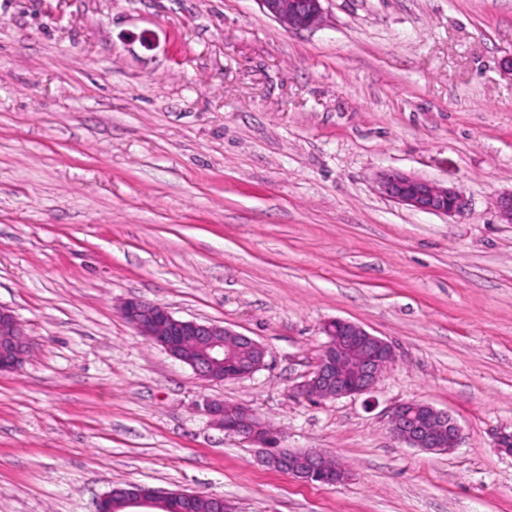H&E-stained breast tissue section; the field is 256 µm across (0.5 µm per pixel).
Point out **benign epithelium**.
Listing matches in <instances>:
<instances>
[{"label": "benign epithelium", "instance_id": "benign-epithelium-1", "mask_svg": "<svg viewBox=\"0 0 512 512\" xmlns=\"http://www.w3.org/2000/svg\"><path fill=\"white\" fill-rule=\"evenodd\" d=\"M274 19L295 29L312 28L322 19V0H259ZM383 193L414 210L453 216L463 206V194L454 187L399 172L383 175ZM122 317L152 343L196 375L209 381L252 377L266 365V348L240 333L209 321L183 320L166 308L141 299L120 306ZM327 337L313 376L299 390L304 397L341 398L371 392L396 359L394 346L361 325L336 319L324 327ZM30 338L12 311L0 307V372H11L28 357ZM204 412L225 432L241 436L265 449L262 463L306 481L326 485L342 482L346 472L316 450L293 451L279 447L278 438L249 408L208 401ZM388 428L399 441L430 453H447L458 447L461 430L446 412L420 401L395 405ZM170 492L153 488L138 490L123 502L128 512L164 507Z\"/></svg>", "mask_w": 512, "mask_h": 512}]
</instances>
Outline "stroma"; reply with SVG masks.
<instances>
[{
    "label": "stroma",
    "mask_w": 512,
    "mask_h": 512,
    "mask_svg": "<svg viewBox=\"0 0 512 512\" xmlns=\"http://www.w3.org/2000/svg\"><path fill=\"white\" fill-rule=\"evenodd\" d=\"M292 29L257 0H0V512H93L117 485L235 512H512V0H324ZM464 194L451 217L381 191ZM249 336L211 382L141 336L127 299ZM396 349L371 393L308 400L332 319ZM252 409L336 485L268 469L204 401ZM462 429L408 447L390 408ZM380 187L386 196L399 204L447 217L458 213L464 203L463 194L457 188L439 186L399 172L383 175ZM30 338L12 311L0 307V372L15 371L28 357ZM388 428L397 440L430 453L450 452L461 440L460 427L447 412L415 400L391 409Z\"/></svg>",
    "instance_id": "35a3bbf8"
}]
</instances>
